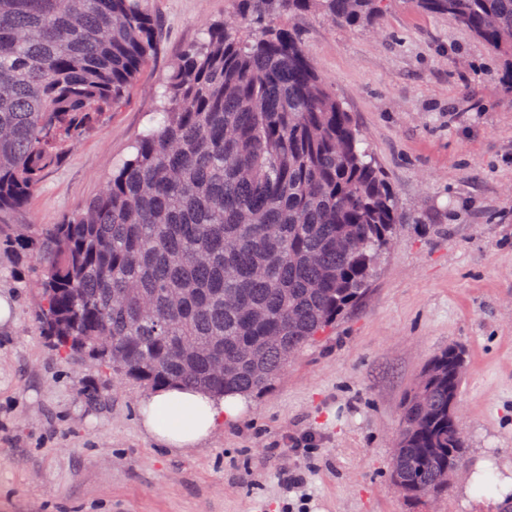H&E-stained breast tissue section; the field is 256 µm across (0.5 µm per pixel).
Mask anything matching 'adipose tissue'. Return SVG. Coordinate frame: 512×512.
Returning <instances> with one entry per match:
<instances>
[{
	"label": "adipose tissue",
	"instance_id": "obj_1",
	"mask_svg": "<svg viewBox=\"0 0 512 512\" xmlns=\"http://www.w3.org/2000/svg\"><path fill=\"white\" fill-rule=\"evenodd\" d=\"M239 395L217 397L204 390L176 386L159 388L140 406L141 424L167 448H192L209 437L224 419L244 406Z\"/></svg>",
	"mask_w": 512,
	"mask_h": 512
}]
</instances>
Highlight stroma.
I'll return each instance as SVG.
<instances>
[{
	"instance_id": "stroma-1",
	"label": "stroma",
	"mask_w": 512,
	"mask_h": 512,
	"mask_svg": "<svg viewBox=\"0 0 512 512\" xmlns=\"http://www.w3.org/2000/svg\"><path fill=\"white\" fill-rule=\"evenodd\" d=\"M158 50L127 98L45 173L20 224L94 197L157 106L180 53L229 0H151ZM407 216L362 300L239 419L195 448L140 426L149 389L68 364L36 323L31 259L0 253V512H500L461 480L437 498L391 477L401 402L427 362L465 348L468 469L512 475V93L501 62L451 18L388 0L377 31L295 21ZM304 475L302 491L288 475Z\"/></svg>"
}]
</instances>
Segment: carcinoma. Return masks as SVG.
<instances>
[{"label": "carcinoma", "mask_w": 512, "mask_h": 512, "mask_svg": "<svg viewBox=\"0 0 512 512\" xmlns=\"http://www.w3.org/2000/svg\"><path fill=\"white\" fill-rule=\"evenodd\" d=\"M173 63L129 155L56 224L24 210L66 143L118 104L152 57L150 0H0V250L38 266L36 319L63 360L148 389L265 392L353 307L404 223L343 102L294 20L372 29L383 0H232ZM503 58L512 93V0H414ZM236 362L222 378L210 364ZM434 355L400 408L392 478L446 489L464 464L456 375Z\"/></svg>", "instance_id": "obj_1"}]
</instances>
